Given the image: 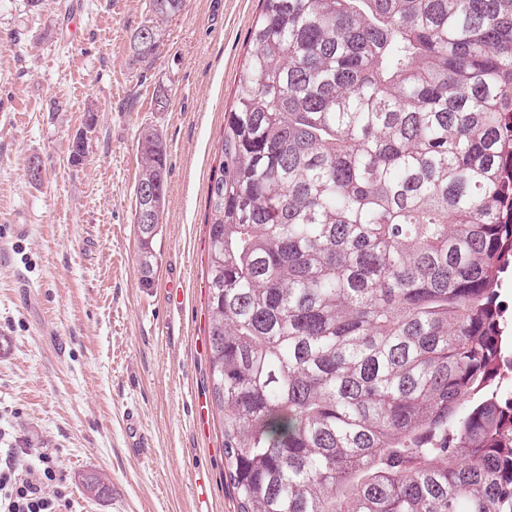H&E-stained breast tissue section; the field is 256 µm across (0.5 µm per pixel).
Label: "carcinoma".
Returning a JSON list of instances; mask_svg holds the SVG:
<instances>
[{
  "label": "carcinoma",
  "mask_w": 512,
  "mask_h": 512,
  "mask_svg": "<svg viewBox=\"0 0 512 512\" xmlns=\"http://www.w3.org/2000/svg\"><path fill=\"white\" fill-rule=\"evenodd\" d=\"M186 2L149 0L134 60ZM259 2L206 219L237 512H512V0ZM138 152L150 288L167 148Z\"/></svg>",
  "instance_id": "1"
}]
</instances>
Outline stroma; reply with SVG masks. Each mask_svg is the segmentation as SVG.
I'll return each mask as SVG.
<instances>
[{
	"mask_svg": "<svg viewBox=\"0 0 512 512\" xmlns=\"http://www.w3.org/2000/svg\"><path fill=\"white\" fill-rule=\"evenodd\" d=\"M147 2L0 0V459L32 476L40 455L56 458L61 512H197V476L209 512H235L219 420L196 422L193 400L210 375L207 185L260 5L187 0L140 63L130 39ZM146 129L168 158L150 289L133 224ZM79 136L88 150L75 163ZM171 285L182 306L168 302ZM131 409L150 443L143 458L126 450ZM90 472L108 494L86 492Z\"/></svg>",
	"mask_w": 512,
	"mask_h": 512,
	"instance_id": "obj_1",
	"label": "stroma"
}]
</instances>
